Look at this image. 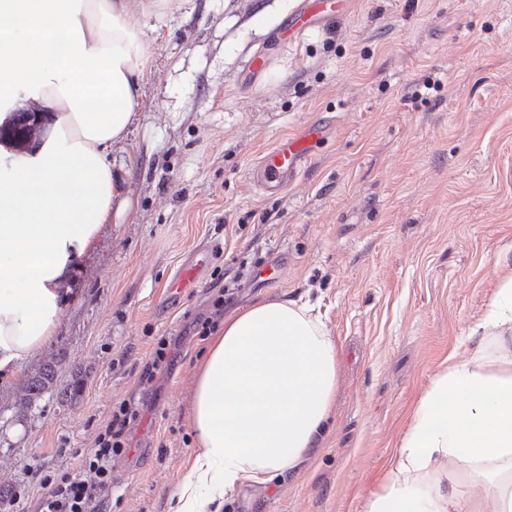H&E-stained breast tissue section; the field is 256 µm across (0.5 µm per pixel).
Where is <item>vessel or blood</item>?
<instances>
[{
	"label": "vessel or blood",
	"instance_id": "1",
	"mask_svg": "<svg viewBox=\"0 0 512 512\" xmlns=\"http://www.w3.org/2000/svg\"><path fill=\"white\" fill-rule=\"evenodd\" d=\"M336 10V0H304L303 12L296 17L292 28L296 31L303 30L308 22V13L318 12L330 15ZM325 138L324 125L316 122L311 124L299 137L280 139L263 154L255 166L248 170L249 180L264 193L280 192L289 181L298 175L302 165ZM207 257L208 251L204 248L194 253L172 280L171 291L178 293L194 285L206 265Z\"/></svg>",
	"mask_w": 512,
	"mask_h": 512
}]
</instances>
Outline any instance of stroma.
I'll return each instance as SVG.
<instances>
[{
    "label": "stroma",
    "instance_id": "stroma-1",
    "mask_svg": "<svg viewBox=\"0 0 512 512\" xmlns=\"http://www.w3.org/2000/svg\"><path fill=\"white\" fill-rule=\"evenodd\" d=\"M302 0H179L134 12L151 54L128 150L114 151L135 216L109 224L76 272L77 297L21 375L0 382V487L35 512L45 476L79 466L113 407L140 399L112 468L108 512H168L195 453L194 374L214 289L242 261L225 312L262 298L318 302L343 358L329 431L292 474L221 512H358L456 340L512 273V0H347L280 42ZM265 57V70L250 63ZM445 76L427 100L414 84ZM327 139L295 181L263 196L247 170L316 119ZM200 282L171 280L199 247ZM175 362L138 382L158 338ZM62 356L32 406L23 386Z\"/></svg>",
    "mask_w": 512,
    "mask_h": 512
}]
</instances>
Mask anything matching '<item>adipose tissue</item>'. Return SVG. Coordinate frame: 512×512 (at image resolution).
Returning <instances> with one entry per match:
<instances>
[{"instance_id": "1", "label": "adipose tissue", "mask_w": 512, "mask_h": 512, "mask_svg": "<svg viewBox=\"0 0 512 512\" xmlns=\"http://www.w3.org/2000/svg\"><path fill=\"white\" fill-rule=\"evenodd\" d=\"M130 0H0V122L33 102L30 152L0 145V380L54 336L74 273L132 216L110 155L150 72ZM416 405L358 512H512V274ZM341 349L317 304L260 299L224 319L193 398L196 452L170 512H219L248 484L309 462L333 410Z\"/></svg>"}]
</instances>
